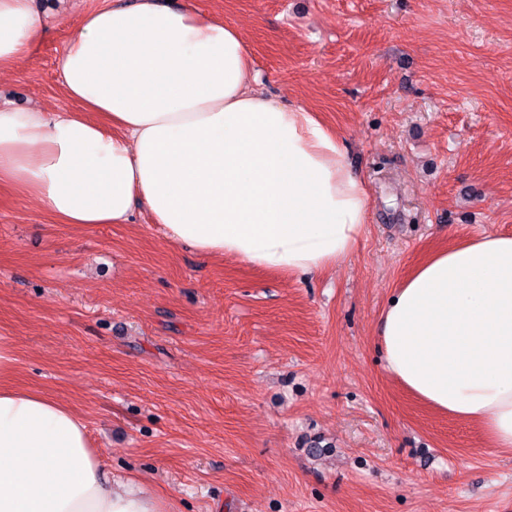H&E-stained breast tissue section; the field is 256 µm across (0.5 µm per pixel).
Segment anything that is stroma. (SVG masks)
Returning a JSON list of instances; mask_svg holds the SVG:
<instances>
[{
	"instance_id": "35a3bbf8",
	"label": "stroma",
	"mask_w": 512,
	"mask_h": 512,
	"mask_svg": "<svg viewBox=\"0 0 512 512\" xmlns=\"http://www.w3.org/2000/svg\"><path fill=\"white\" fill-rule=\"evenodd\" d=\"M267 93L339 131L372 205L311 275L203 257L130 224H55L0 191L14 384L68 405L106 471L165 512H512V451L383 367L379 319L430 251L512 234V0H195ZM105 0H35L0 105L68 109L58 60Z\"/></svg>"
}]
</instances>
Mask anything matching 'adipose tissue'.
I'll list each match as a JSON object with an SVG mask.
<instances>
[{
    "label": "adipose tissue",
    "instance_id": "1",
    "mask_svg": "<svg viewBox=\"0 0 512 512\" xmlns=\"http://www.w3.org/2000/svg\"><path fill=\"white\" fill-rule=\"evenodd\" d=\"M34 0H0V76L30 53ZM71 111L0 107V189L58 224H127L142 207L167 240L288 274L324 271L364 238L370 197L339 132L260 89L224 18L135 0L88 13L58 61ZM380 316L384 368L435 411L512 449V235L438 249ZM0 340V512H163L113 485L83 418L12 385Z\"/></svg>",
    "mask_w": 512,
    "mask_h": 512
}]
</instances>
